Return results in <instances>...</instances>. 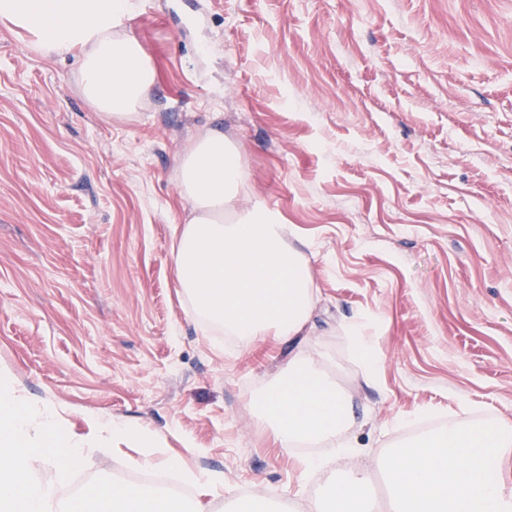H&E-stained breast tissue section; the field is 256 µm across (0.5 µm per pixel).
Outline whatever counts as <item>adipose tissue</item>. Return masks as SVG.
I'll use <instances>...</instances> for the list:
<instances>
[{
  "mask_svg": "<svg viewBox=\"0 0 512 512\" xmlns=\"http://www.w3.org/2000/svg\"><path fill=\"white\" fill-rule=\"evenodd\" d=\"M133 0H0V20L28 33L46 59L79 52L80 90L99 114L127 119L155 84V70L130 34ZM178 174L192 216L173 261L192 314L211 328L252 342L278 336L296 350L253 405L283 451L328 442L351 425L347 392L321 361L298 349L315 330L319 300L309 260L285 242L280 213L238 208L246 185L240 148L212 129L182 151ZM384 472L393 512H512V423L467 417L391 450ZM314 512H373L367 472L328 474Z\"/></svg>",
  "mask_w": 512,
  "mask_h": 512,
  "instance_id": "obj_1",
  "label": "adipose tissue"
}]
</instances>
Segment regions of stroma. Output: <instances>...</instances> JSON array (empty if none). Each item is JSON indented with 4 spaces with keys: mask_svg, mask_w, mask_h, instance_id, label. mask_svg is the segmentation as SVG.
Instances as JSON below:
<instances>
[{
    "mask_svg": "<svg viewBox=\"0 0 512 512\" xmlns=\"http://www.w3.org/2000/svg\"><path fill=\"white\" fill-rule=\"evenodd\" d=\"M156 83L129 120L83 99L0 21V371L53 403L161 436L273 512H310L252 398L289 346L192 318L172 252L190 217L184 147L217 128L248 192L310 243L317 330L302 337L353 399L337 474L372 471L423 421L512 420V0H136ZM366 324L367 371L348 332ZM140 451L92 456L81 483H132Z\"/></svg>",
    "mask_w": 512,
    "mask_h": 512,
    "instance_id": "obj_1",
    "label": "stroma"
}]
</instances>
